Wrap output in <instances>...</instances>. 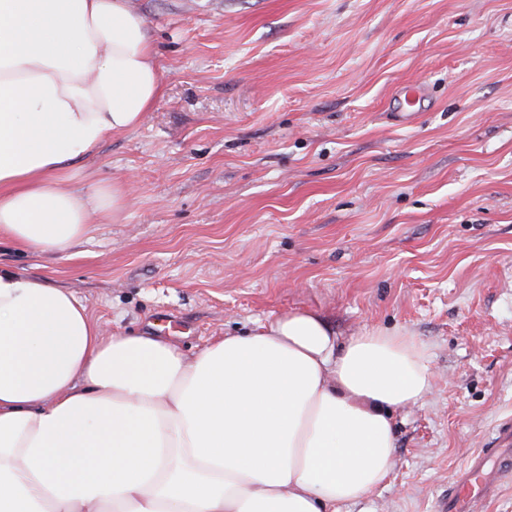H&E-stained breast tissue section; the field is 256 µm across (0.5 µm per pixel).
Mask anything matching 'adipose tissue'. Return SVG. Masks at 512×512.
<instances>
[{
  "instance_id": "adipose-tissue-1",
  "label": "adipose tissue",
  "mask_w": 512,
  "mask_h": 512,
  "mask_svg": "<svg viewBox=\"0 0 512 512\" xmlns=\"http://www.w3.org/2000/svg\"><path fill=\"white\" fill-rule=\"evenodd\" d=\"M160 95L129 0H0V241L55 256L119 215L125 186L82 193L73 166ZM431 388L406 332L343 340L292 309L189 358L0 265V512H340L386 483L392 412Z\"/></svg>"
}]
</instances>
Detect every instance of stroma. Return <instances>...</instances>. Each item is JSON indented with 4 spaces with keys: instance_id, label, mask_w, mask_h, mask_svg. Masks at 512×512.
I'll use <instances>...</instances> for the list:
<instances>
[{
    "instance_id": "stroma-1",
    "label": "stroma",
    "mask_w": 512,
    "mask_h": 512,
    "mask_svg": "<svg viewBox=\"0 0 512 512\" xmlns=\"http://www.w3.org/2000/svg\"><path fill=\"white\" fill-rule=\"evenodd\" d=\"M163 93L80 162L117 220L0 263L111 332L194 354L290 309L405 330L433 375L393 414L389 480L349 512H436L512 416V0H130ZM423 83L413 120L397 89Z\"/></svg>"
}]
</instances>
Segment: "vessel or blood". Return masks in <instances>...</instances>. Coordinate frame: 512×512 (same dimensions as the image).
<instances>
[{"mask_svg":"<svg viewBox=\"0 0 512 512\" xmlns=\"http://www.w3.org/2000/svg\"><path fill=\"white\" fill-rule=\"evenodd\" d=\"M512 480V422L497 427L491 447L471 452L456 471L438 512H478Z\"/></svg>","mask_w":512,"mask_h":512,"instance_id":"obj_1","label":"vessel or blood"}]
</instances>
